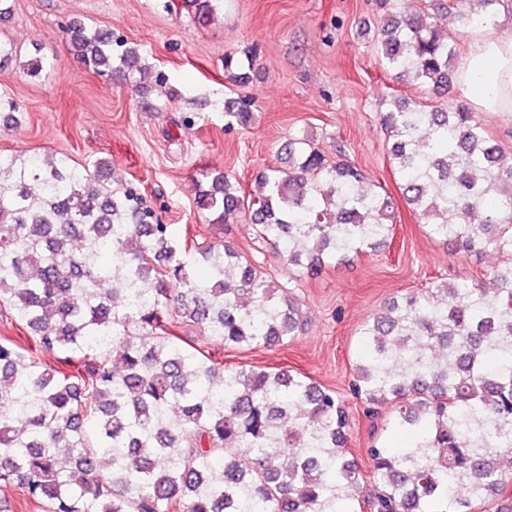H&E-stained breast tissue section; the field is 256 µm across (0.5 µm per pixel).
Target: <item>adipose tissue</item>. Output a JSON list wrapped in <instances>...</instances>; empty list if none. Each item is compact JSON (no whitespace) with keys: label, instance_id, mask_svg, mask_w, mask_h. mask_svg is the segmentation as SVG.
Returning <instances> with one entry per match:
<instances>
[{"label":"adipose tissue","instance_id":"1","mask_svg":"<svg viewBox=\"0 0 512 512\" xmlns=\"http://www.w3.org/2000/svg\"><path fill=\"white\" fill-rule=\"evenodd\" d=\"M462 100L481 112H512V36L475 39L456 71Z\"/></svg>","mask_w":512,"mask_h":512}]
</instances>
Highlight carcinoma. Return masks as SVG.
<instances>
[{
	"mask_svg": "<svg viewBox=\"0 0 512 512\" xmlns=\"http://www.w3.org/2000/svg\"><path fill=\"white\" fill-rule=\"evenodd\" d=\"M186 2L207 23L218 0ZM410 2L376 0V52L438 100L386 101L388 162L430 236L501 260L490 288L444 281L362 325L350 391L409 441L373 443L364 466L336 390L179 344L192 324L225 348L296 336L291 292L232 241L187 249L139 184L110 186L106 160L0 152V307L27 332L24 346L0 338V487L43 512H512V152L442 100L460 48L437 23L489 28L502 0ZM66 33L93 73L142 84L137 44L78 21ZM224 78L249 80L232 56ZM224 107L228 125L253 119L250 98ZM281 154L252 193L206 173L196 206L221 227L248 216L297 277L390 239L393 198L344 150L332 161L302 133Z\"/></svg>",
	"mask_w": 512,
	"mask_h": 512,
	"instance_id": "obj_1",
	"label": "carcinoma"
}]
</instances>
